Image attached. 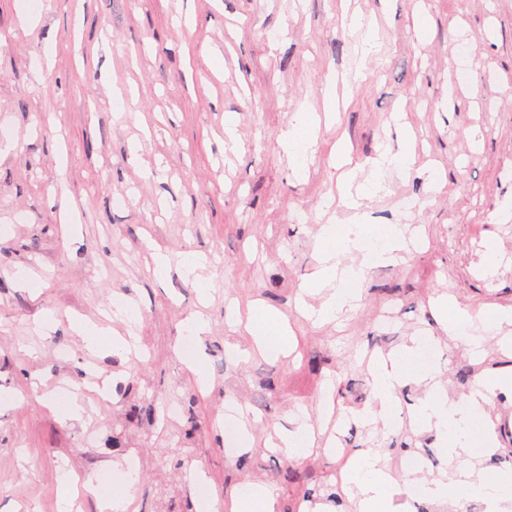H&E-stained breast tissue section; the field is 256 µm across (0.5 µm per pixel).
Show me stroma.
<instances>
[{
    "mask_svg": "<svg viewBox=\"0 0 512 512\" xmlns=\"http://www.w3.org/2000/svg\"><path fill=\"white\" fill-rule=\"evenodd\" d=\"M352 11L376 36L370 58L363 31L344 23ZM24 12L23 0H0V392L14 395L0 402V512H59L64 474L115 484L131 465L128 512H231L249 481L273 489L275 512H296L305 492L343 488L344 468L369 448L396 479L410 455L441 478L440 438L410 419L425 384L399 388L394 427L360 413L375 405L374 354L441 341L431 298L512 308V0H38L32 27ZM299 112L331 119L298 170L282 135ZM341 145L357 182L384 183L363 207L375 238L398 224L421 228L423 244L372 268L357 307L315 326L296 305L322 301L305 289L318 234L355 220L338 203ZM387 148L414 150L413 169L374 172ZM158 251L170 263L162 277ZM191 253L207 260L195 279L181 272ZM118 296L136 304L137 359L112 353L111 336L89 352L70 328L79 318L125 334L105 317ZM230 298L243 314H285L291 355L255 351L227 323ZM197 311L211 322L197 345L204 389L182 355ZM48 314L54 326L39 328ZM232 347L250 358H229ZM484 350L475 359L441 341L449 397L512 371V350L492 337ZM90 371L111 378V399L83 391L80 419L63 418L65 382ZM231 398L251 420L237 451ZM301 412L316 435L295 462L304 487L274 446Z\"/></svg>",
    "mask_w": 512,
    "mask_h": 512,
    "instance_id": "1",
    "label": "stroma"
}]
</instances>
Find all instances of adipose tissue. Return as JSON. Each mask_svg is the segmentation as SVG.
Here are the masks:
<instances>
[{
  "label": "adipose tissue",
  "mask_w": 512,
  "mask_h": 512,
  "mask_svg": "<svg viewBox=\"0 0 512 512\" xmlns=\"http://www.w3.org/2000/svg\"><path fill=\"white\" fill-rule=\"evenodd\" d=\"M372 227L368 224L326 225L320 237L322 267L312 281L313 286H332L333 291L320 308L304 309V316L316 323L335 319L344 307L352 306L358 298L355 287L340 288L334 259L338 252L362 249ZM432 308L452 339L469 346L473 354H481L485 335L499 332L503 325L512 324V309L494 310L471 315L454 306L448 295L433 299ZM246 330L254 337L261 352L284 355L292 329L287 318L278 312L264 311L250 316ZM416 346H403L376 361L373 367V394L381 416H390L396 404L398 387L409 381L430 382L431 391L412 415L414 425L435 432L442 440L441 450L448 460L451 474L448 480H412L406 486L407 495L421 494L435 501L453 500L463 506L469 499L485 502L488 512H501L512 501V470L487 473L469 466V458L478 456L467 437L469 421L483 415L498 394L512 393V373L479 378L475 389L461 401L449 398L440 376V362L421 365L416 361ZM345 481L357 490L358 512H397L393 497L397 481L380 456L367 452L356 457L345 475Z\"/></svg>",
  "instance_id": "ef3b65f1"
}]
</instances>
